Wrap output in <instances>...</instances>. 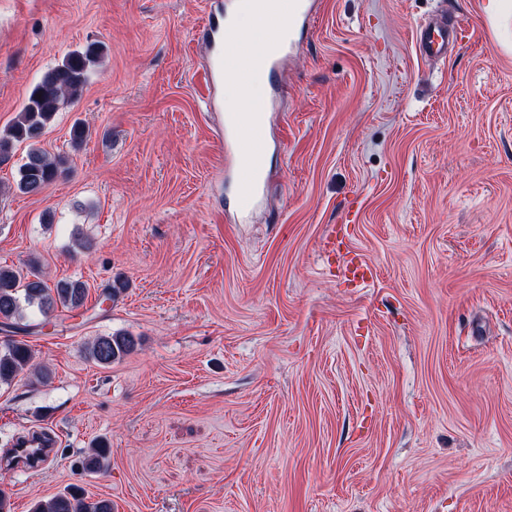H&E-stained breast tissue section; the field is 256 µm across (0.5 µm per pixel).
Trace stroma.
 <instances>
[{
    "instance_id": "1",
    "label": "stroma",
    "mask_w": 512,
    "mask_h": 512,
    "mask_svg": "<svg viewBox=\"0 0 512 512\" xmlns=\"http://www.w3.org/2000/svg\"><path fill=\"white\" fill-rule=\"evenodd\" d=\"M212 2L0 0V131L65 55L106 47L38 142L66 175L19 193L25 143L0 166V267L87 288L80 316L25 308L34 369L0 383V453L36 425L56 447L0 464L10 512L73 486L112 512H512V25L485 0H311L261 84L271 181L240 220ZM443 13L466 37L430 61ZM344 224L363 288L322 250ZM118 331L133 352L87 359ZM137 346L134 336L128 333H115L99 336L87 346L88 358L98 366L107 367L133 351Z\"/></svg>"
}]
</instances>
